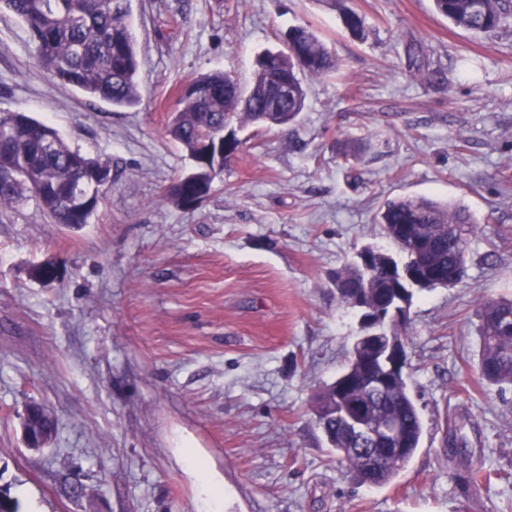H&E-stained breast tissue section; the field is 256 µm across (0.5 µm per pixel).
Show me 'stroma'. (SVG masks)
Returning <instances> with one entry per match:
<instances>
[{"label": "stroma", "mask_w": 512, "mask_h": 512, "mask_svg": "<svg viewBox=\"0 0 512 512\" xmlns=\"http://www.w3.org/2000/svg\"><path fill=\"white\" fill-rule=\"evenodd\" d=\"M131 0L137 106L65 88L0 11V110L55 127L110 164L87 224L28 201L0 220V491L18 512H512V390L477 372L485 300L512 299V27L455 28L433 0ZM310 25L340 78L303 76L287 128L247 127L223 180L186 209L165 192L192 161L169 133L177 89L207 73L249 82L255 55ZM358 145L350 157L337 143ZM398 197L465 206L478 223L463 281L415 297L407 345L420 446L390 483L336 460L313 397L359 334L330 283ZM52 261L58 281L32 268ZM38 402L55 439L27 448ZM498 478L467 484L449 431ZM224 486L209 505L185 465ZM69 478L68 493L58 487Z\"/></svg>", "instance_id": "1"}]
</instances>
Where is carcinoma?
Wrapping results in <instances>:
<instances>
[{"instance_id":"cac0c4a2","label":"carcinoma","mask_w":512,"mask_h":512,"mask_svg":"<svg viewBox=\"0 0 512 512\" xmlns=\"http://www.w3.org/2000/svg\"><path fill=\"white\" fill-rule=\"evenodd\" d=\"M439 14L457 28L479 34L504 28L512 20L502 0H434ZM27 27L37 48V64L54 80L80 92L106 100L116 107L138 103L139 60L135 38L128 22L129 0H0ZM343 26L355 37L365 34L364 20L344 10ZM288 50L279 58L268 53L254 61L249 96L239 99L237 80L228 71L209 73L179 92L169 119L170 133L193 161L186 186L177 178L169 192L183 208L199 205L214 190L224 172V162L239 151L238 133L248 125L286 126L296 122L305 107L306 90L298 77L303 72L322 76L339 70L340 64L323 39L306 26L287 30ZM288 77L292 94L286 101L271 98V89ZM230 124L235 136L201 138L224 130ZM112 176L110 165L69 147L51 125L24 112L0 111V216L32 199L54 223L78 226L96 211L102 178ZM393 250L403 255L411 271L428 277L432 285H457L466 271L467 255L477 225L464 207L428 198L389 201L378 215ZM373 277L369 281V307L377 309L389 288L388 250L368 246ZM364 271L353 263L336 272L334 287L363 281ZM478 335L481 353L478 372L486 383L505 391L512 387V300L488 299L482 307ZM408 340L403 321H394L388 334L375 339L383 352L388 339ZM362 368L360 357L350 355L349 364L336 380L318 392L314 415L338 460L373 486L389 483L410 461L420 445L423 423L407 385L401 378L390 389L353 386L346 395L351 405L366 408L367 423L376 437L349 431L342 402L335 399L339 385L350 382ZM398 418V433L388 435L380 426ZM402 448L394 457L381 459L369 469L362 448ZM448 458L466 469L469 481H489L492 471L472 466L466 451L448 450Z\"/></svg>"}]
</instances>
